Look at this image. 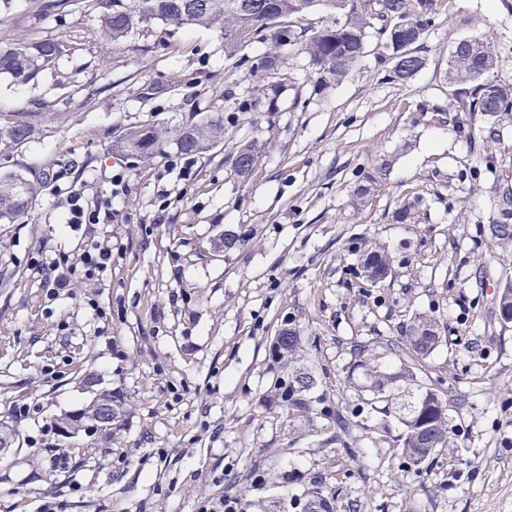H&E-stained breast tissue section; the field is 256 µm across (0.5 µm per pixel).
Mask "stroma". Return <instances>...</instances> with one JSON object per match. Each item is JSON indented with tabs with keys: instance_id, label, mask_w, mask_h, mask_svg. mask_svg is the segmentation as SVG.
<instances>
[{
	"instance_id": "stroma-1",
	"label": "stroma",
	"mask_w": 512,
	"mask_h": 512,
	"mask_svg": "<svg viewBox=\"0 0 512 512\" xmlns=\"http://www.w3.org/2000/svg\"><path fill=\"white\" fill-rule=\"evenodd\" d=\"M424 56L406 85L387 80L377 44L348 77L317 94L307 58L287 69L224 56L215 28L153 24L121 43L104 36L90 0H0V44L54 37L68 51L28 84L0 78V115L41 102L51 117L22 145L0 140V174L42 189L16 224H0V418L20 436L0 461V512H222L244 488L274 495L263 473H289V491L333 479L336 512H512V324L497 316L501 265L483 234L512 190V120L487 143V119L449 93L454 42L491 33L494 80L512 86V0H439ZM262 99L259 112L239 102ZM439 107L420 114L419 104ZM217 118L223 139L182 154L183 124ZM148 125L161 149L137 160L117 149ZM255 142L244 177L231 158ZM392 160L389 185L353 208L363 171ZM112 201L108 224H70L67 199ZM420 199L415 224L394 211ZM248 246L230 253L224 231ZM112 248L104 275L58 297L32 257L79 259ZM394 257L384 283L360 287L362 244ZM415 313L436 316L442 345L423 383L465 404L451 414L452 448L403 472L401 428L356 417L343 444L326 420L289 426L264 396L276 373L270 345L293 322L321 391L343 410L356 344L371 342L388 371ZM124 400L120 427L63 440L56 422L96 394Z\"/></svg>"
}]
</instances>
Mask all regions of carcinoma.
I'll return each mask as SVG.
<instances>
[{"label": "carcinoma", "instance_id": "obj_1", "mask_svg": "<svg viewBox=\"0 0 512 512\" xmlns=\"http://www.w3.org/2000/svg\"><path fill=\"white\" fill-rule=\"evenodd\" d=\"M438 0H96L101 9L104 35L114 42L129 37L142 23L152 21L176 27H220L224 29V55L244 66L249 58L241 55L243 48L256 41L269 44L270 52L257 65L263 71L283 66L281 48L291 46L304 53L313 74L314 87L324 94L341 84L366 53L368 40L377 36L383 57L392 63L388 77L399 84L411 82L423 68L422 50L431 26ZM311 13L321 14L315 26H304L300 19ZM64 54V44L57 38L36 42H18L0 46V75L15 83H28L57 63ZM496 53L486 35L459 39L448 55V85L453 95L468 103L471 112H480L490 120L489 134L497 136L496 127L512 112V87L491 78L496 67ZM47 119L37 105L13 114V119L0 132L11 142L22 144L35 136ZM177 135L178 149L186 155L203 154L224 137L220 119H207L183 127ZM160 139L150 128L129 130L118 147L134 158L144 159L156 153ZM258 159L252 143L242 145L233 156V167L240 176L250 173ZM392 162L382 159L362 172V180L354 194V205L364 203L369 195L382 189L389 179ZM37 183L22 173L0 176V224H14L24 214L30 200L37 194ZM405 205L395 212L401 224L418 220L416 204ZM503 221L489 224L485 235L502 256L512 257V198L502 196ZM393 257L377 243L364 246L360 255L358 278L371 285L383 281L391 271ZM442 342L437 318L418 314L406 327L400 351L410 364L398 373H389L375 363L369 346L357 349L351 369L362 370L363 382L357 385L360 415L368 408L387 415L402 407L406 399L414 400L417 411L400 415L403 425L401 455L406 471L418 473L429 465L434 455L451 444L450 407L452 401L436 389L421 383L414 366L427 359ZM305 346L291 323L278 330L272 349L273 358L281 368L266 396V401L282 408L289 420L309 421L318 413L339 432H346L350 419L340 413L325 393L316 394L318 380L315 370L303 364ZM429 452L421 465H413L420 452ZM301 496L312 502L334 499L330 477L311 478ZM281 499L252 501L242 499L241 512H281Z\"/></svg>", "mask_w": 512, "mask_h": 512}]
</instances>
